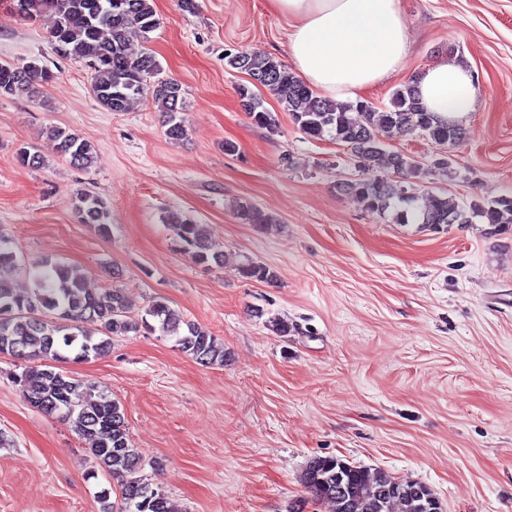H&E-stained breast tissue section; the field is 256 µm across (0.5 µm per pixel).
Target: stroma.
I'll return each mask as SVG.
<instances>
[{
  "label": "stroma",
  "mask_w": 512,
  "mask_h": 512,
  "mask_svg": "<svg viewBox=\"0 0 512 512\" xmlns=\"http://www.w3.org/2000/svg\"><path fill=\"white\" fill-rule=\"evenodd\" d=\"M153 0L159 26L132 31L186 98L187 135L167 138L151 99L125 112L96 100L84 63L55 54L53 16L21 19L0 0V62L39 59L55 75L37 101L0 97V231L23 267H73L93 291L121 289L132 315L165 297L224 344V365L198 363L173 338L113 337L108 355L67 363L122 405L131 439L159 468L144 474L176 512H332L301 483L307 463L333 456L431 487L445 512H512V225L399 224L370 212L341 183L360 178L335 140L308 138L265 89L275 130L254 125L226 68L239 50L291 65L288 21L268 0ZM405 66L363 98L392 92L440 56L467 64L479 88L466 135L443 148L418 135L387 140L416 160L409 189L449 207L512 193V0H399ZM90 140L97 162L62 161L47 126ZM237 154L224 151L225 141ZM44 163L32 169L20 147ZM446 169H439V162ZM102 198L108 234L80 223L78 193ZM272 213L240 223L237 201ZM182 211L224 253L220 266L184 254L164 217ZM252 260L274 282L243 278ZM287 320L288 335L272 327ZM21 362L0 354V512H103L109 487L69 422L26 402Z\"/></svg>",
  "instance_id": "35a3bbf8"
}]
</instances>
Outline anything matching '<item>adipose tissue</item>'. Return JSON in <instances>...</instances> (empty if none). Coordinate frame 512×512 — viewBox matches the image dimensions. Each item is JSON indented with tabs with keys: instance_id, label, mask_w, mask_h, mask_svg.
<instances>
[{
	"instance_id": "ef3b65f1",
	"label": "adipose tissue",
	"mask_w": 512,
	"mask_h": 512,
	"mask_svg": "<svg viewBox=\"0 0 512 512\" xmlns=\"http://www.w3.org/2000/svg\"><path fill=\"white\" fill-rule=\"evenodd\" d=\"M287 17L288 50L299 76L322 97L352 100L403 66L408 36L399 0H268ZM419 100L441 120L471 112L472 74L453 57L429 65Z\"/></svg>"
}]
</instances>
